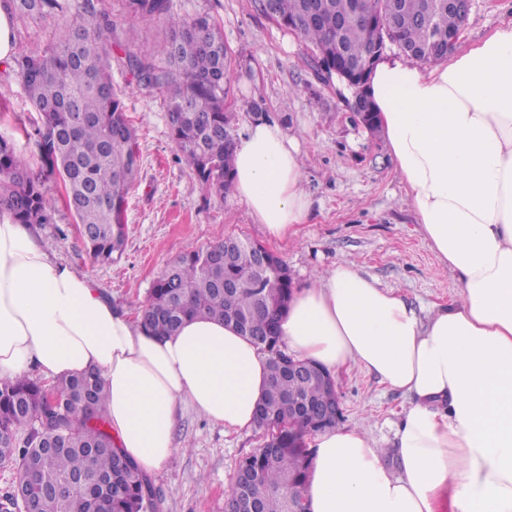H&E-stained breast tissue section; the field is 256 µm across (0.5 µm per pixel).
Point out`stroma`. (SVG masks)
I'll use <instances>...</instances> for the list:
<instances>
[{"label": "stroma", "instance_id": "1", "mask_svg": "<svg viewBox=\"0 0 512 512\" xmlns=\"http://www.w3.org/2000/svg\"><path fill=\"white\" fill-rule=\"evenodd\" d=\"M107 2L119 17L112 34V82L123 94L141 159L128 203L124 252L109 264L90 258L59 186L53 190L52 221L37 232L115 306L138 314L172 259L230 234L280 255L298 287L346 258L381 287L400 290L420 315L456 297L458 279L424 239L382 132L354 120L350 90L320 70L314 46L268 18L259 0H171L172 15H207L223 30L233 70L225 107L236 115L235 136L252 123L250 104L256 101L300 144L310 215L291 238L272 239L232 192L219 198L191 191L193 172L175 151L163 95L136 91L126 65V51L150 49L163 40L167 26L125 15L123 0ZM509 23L512 0H473L454 53ZM37 118L18 81L0 64V134L14 138L29 158L35 148L16 129ZM336 386L343 425L367 431L379 447H391L406 397L360 370L339 375ZM174 438L178 454L151 476L162 495L161 512H224L239 461L259 448L264 433L228 434L188 409Z\"/></svg>", "mask_w": 512, "mask_h": 512}]
</instances>
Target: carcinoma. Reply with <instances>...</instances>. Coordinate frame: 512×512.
Returning a JSON list of instances; mask_svg holds the SVG:
<instances>
[{
	"label": "carcinoma",
	"mask_w": 512,
	"mask_h": 512,
	"mask_svg": "<svg viewBox=\"0 0 512 512\" xmlns=\"http://www.w3.org/2000/svg\"><path fill=\"white\" fill-rule=\"evenodd\" d=\"M22 24L48 18L60 31L44 51L19 45L5 62L39 121L26 132L40 161L34 170L13 139L0 135V213L15 223L49 224V182L60 180L64 201L79 224L90 257L108 263L122 255L130 188L140 170L135 129L112 85V11L103 0H0ZM264 14L312 44L321 70L361 65L375 48L427 47L418 57H448V32L462 19L448 0H260ZM143 22L167 19V38L151 50L126 54L137 89L163 93L176 149L190 165L198 190L223 196L231 187L236 139L226 116L231 61L224 35L207 16L170 15V0H127ZM257 245L228 236L172 260L139 311L144 328L171 335L199 314L234 325L268 357L269 382L256 409L263 445L236 469L228 503L243 512H301L311 449L318 431L311 411L330 396L311 375H290L278 332L293 281L287 263L269 254L253 261ZM53 396L55 404L48 402ZM106 390L93 372L48 384L27 376L0 382V465L15 481L0 494V512L20 500L36 512H157L160 495L138 467L120 455L108 430ZM69 480L95 486L68 503L47 487Z\"/></svg>",
	"instance_id": "obj_1"
}]
</instances>
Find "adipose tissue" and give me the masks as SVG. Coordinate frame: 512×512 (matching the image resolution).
<instances>
[{
	"label": "adipose tissue",
	"mask_w": 512,
	"mask_h": 512,
	"mask_svg": "<svg viewBox=\"0 0 512 512\" xmlns=\"http://www.w3.org/2000/svg\"><path fill=\"white\" fill-rule=\"evenodd\" d=\"M368 95L416 221L459 291L428 316L341 261L294 289L291 355L354 367L409 397L392 449L356 427L311 437L306 512H512V25L431 65L373 69ZM234 194L282 239L305 223L299 143L256 121L236 144ZM99 374L117 448L147 474L177 453L183 406L238 432L255 423L267 358L222 319L156 336L0 217V381ZM393 455L395 468L385 464Z\"/></svg>",
	"instance_id": "ef3b65f1"
}]
</instances>
